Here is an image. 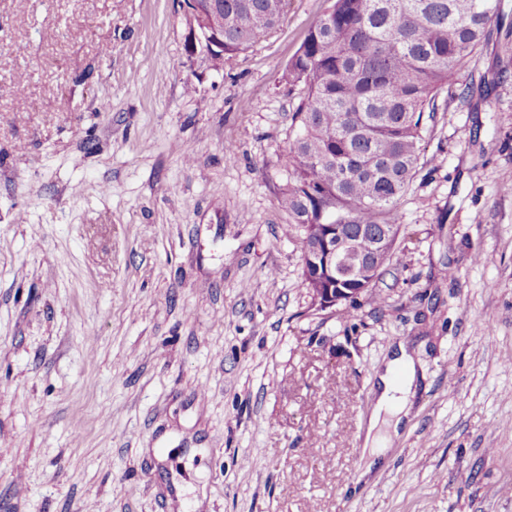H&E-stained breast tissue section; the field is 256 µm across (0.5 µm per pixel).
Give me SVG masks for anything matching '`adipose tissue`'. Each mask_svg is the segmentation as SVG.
<instances>
[{
	"instance_id": "1",
	"label": "adipose tissue",
	"mask_w": 512,
	"mask_h": 512,
	"mask_svg": "<svg viewBox=\"0 0 512 512\" xmlns=\"http://www.w3.org/2000/svg\"><path fill=\"white\" fill-rule=\"evenodd\" d=\"M417 379L415 362L405 345H398L379 377L376 400L367 419L363 442L369 450L367 466L385 457L388 448L381 429L386 426L395 431L404 423Z\"/></svg>"
}]
</instances>
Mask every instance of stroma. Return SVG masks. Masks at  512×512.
<instances>
[{
	"label": "stroma",
	"mask_w": 512,
	"mask_h": 512,
	"mask_svg": "<svg viewBox=\"0 0 512 512\" xmlns=\"http://www.w3.org/2000/svg\"><path fill=\"white\" fill-rule=\"evenodd\" d=\"M331 4L218 66L180 0H0V512H512V0L351 320L278 204L282 75ZM400 342L419 386L358 485Z\"/></svg>",
	"instance_id": "1"
}]
</instances>
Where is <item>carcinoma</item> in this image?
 Masks as SVG:
<instances>
[{
  "instance_id": "cac0c4a2",
  "label": "carcinoma",
  "mask_w": 512,
  "mask_h": 512,
  "mask_svg": "<svg viewBox=\"0 0 512 512\" xmlns=\"http://www.w3.org/2000/svg\"><path fill=\"white\" fill-rule=\"evenodd\" d=\"M288 0H224V47L235 57L283 20ZM499 23L497 0H334L283 74L301 87L294 136L282 155L279 205L301 235V272L317 288L306 246L336 225V239L368 255L389 234L383 259L343 288H372L394 248L399 203L423 168L424 114L453 81L474 88L476 54Z\"/></svg>"
}]
</instances>
